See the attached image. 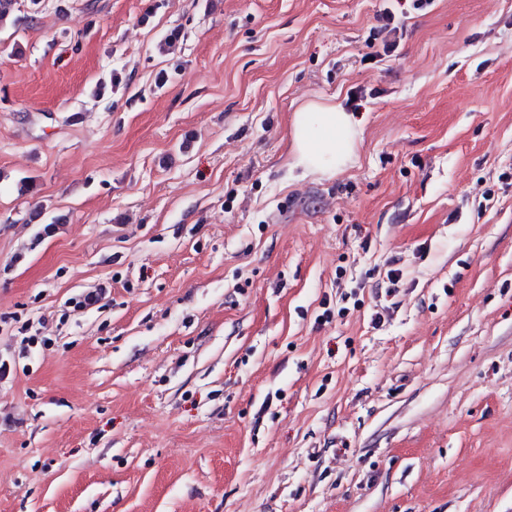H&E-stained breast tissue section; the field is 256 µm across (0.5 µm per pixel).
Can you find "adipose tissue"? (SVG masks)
<instances>
[{
	"label": "adipose tissue",
	"mask_w": 512,
	"mask_h": 512,
	"mask_svg": "<svg viewBox=\"0 0 512 512\" xmlns=\"http://www.w3.org/2000/svg\"><path fill=\"white\" fill-rule=\"evenodd\" d=\"M353 113L321 97L306 99L295 113L289 151V171L305 176H333L353 160L359 140Z\"/></svg>",
	"instance_id": "obj_1"
}]
</instances>
